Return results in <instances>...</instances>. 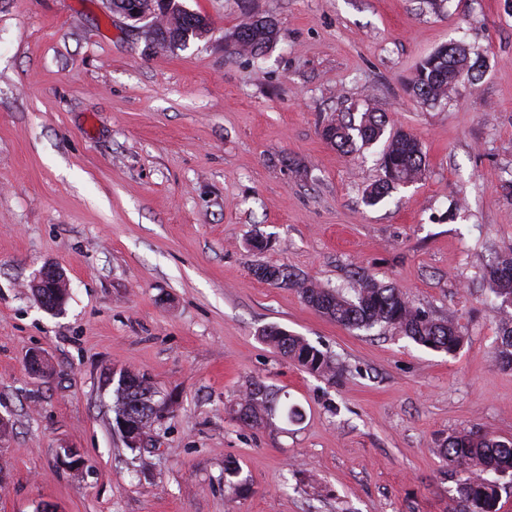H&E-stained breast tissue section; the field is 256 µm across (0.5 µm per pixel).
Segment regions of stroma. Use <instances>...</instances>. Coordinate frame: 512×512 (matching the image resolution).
I'll use <instances>...</instances> for the list:
<instances>
[{
    "instance_id": "stroma-1",
    "label": "stroma",
    "mask_w": 512,
    "mask_h": 512,
    "mask_svg": "<svg viewBox=\"0 0 512 512\" xmlns=\"http://www.w3.org/2000/svg\"><path fill=\"white\" fill-rule=\"evenodd\" d=\"M185 5L209 35L162 49L105 0H0V512H451L439 444L476 428L512 439L484 279L512 252V0ZM250 16L278 28L258 59L226 49ZM452 41L483 74L422 104L406 84ZM368 105L426 155L421 181L373 207L377 148L321 137ZM47 263L70 283L57 315L29 287ZM258 264L327 288L368 276L467 335L451 355L346 329L258 281ZM268 326L341 374L301 370L260 339ZM33 352L43 375L27 372ZM119 369L171 403L135 452L113 423ZM255 381L278 400L251 428L228 406ZM229 458L245 495L224 487Z\"/></svg>"
}]
</instances>
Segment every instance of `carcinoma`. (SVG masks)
<instances>
[{
    "label": "carcinoma",
    "mask_w": 512,
    "mask_h": 512,
    "mask_svg": "<svg viewBox=\"0 0 512 512\" xmlns=\"http://www.w3.org/2000/svg\"><path fill=\"white\" fill-rule=\"evenodd\" d=\"M205 30L199 15H170L156 35H146L160 46L184 45L203 37ZM277 39V29L270 19L242 22L227 39V47L236 54L260 56ZM466 46L450 42L425 57L416 67L409 91L425 103L436 104L451 98L457 91L458 74L477 65ZM323 139L331 146L352 153L361 148L382 144L381 166L384 178L365 193L369 206H376L401 185L418 181L426 166L420 139L414 133L390 125L385 112L365 110L360 118H331L323 126ZM253 275L272 286L298 288L304 302L317 313L348 329L371 330L391 327L421 346L453 354L464 342L465 334L452 321L435 319L417 307L395 287L362 277L357 286L345 294L339 289L324 288L291 271L286 265L261 264ZM490 294L497 302L500 336L494 357L512 366V308L503 306L512 297V253L504 254L489 266ZM260 337L278 352L298 363L306 372L323 377L336 376V360L305 339L278 326L262 329ZM113 414L127 413L129 420L146 414H158L162 402L147 379L134 374L132 384L121 388L114 383ZM276 395L264 384L253 382L246 392L230 405L236 419L244 425L261 427L274 409ZM438 452L457 476L456 505L453 512H500L501 485L491 474L512 473V440L491 432H469L448 437ZM226 487L234 495L248 491L247 481L240 478V466L234 460L224 464Z\"/></svg>",
    "instance_id": "obj_1"
}]
</instances>
